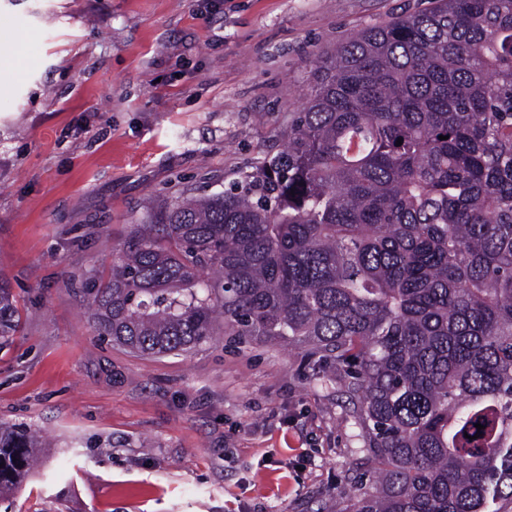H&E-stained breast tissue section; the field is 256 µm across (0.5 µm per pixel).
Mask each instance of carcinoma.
Masks as SVG:
<instances>
[{
    "label": "carcinoma",
    "mask_w": 512,
    "mask_h": 512,
    "mask_svg": "<svg viewBox=\"0 0 512 512\" xmlns=\"http://www.w3.org/2000/svg\"><path fill=\"white\" fill-rule=\"evenodd\" d=\"M312 79L284 150L129 225L91 274L89 315L142 354L255 336L301 351L315 383H343L369 468L336 512H501L512 0H427L350 36ZM19 328L0 279V347ZM37 447L31 428L0 423V496Z\"/></svg>",
    "instance_id": "obj_1"
}]
</instances>
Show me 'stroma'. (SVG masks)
Returning <instances> with one entry per match:
<instances>
[{
	"label": "stroma",
	"mask_w": 512,
	"mask_h": 512,
	"mask_svg": "<svg viewBox=\"0 0 512 512\" xmlns=\"http://www.w3.org/2000/svg\"><path fill=\"white\" fill-rule=\"evenodd\" d=\"M421 0H0V423L40 430L0 512H317L361 430L287 345L144 356L82 302L128 225L279 151L315 62ZM25 43H17V34ZM20 322L16 296L9 283L0 279V349L11 342L19 331Z\"/></svg>",
	"instance_id": "1"
}]
</instances>
